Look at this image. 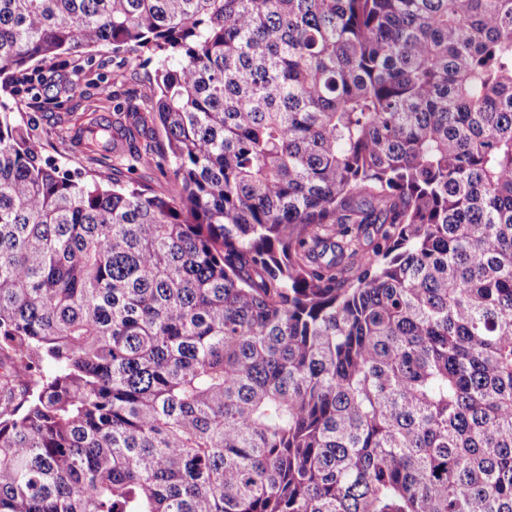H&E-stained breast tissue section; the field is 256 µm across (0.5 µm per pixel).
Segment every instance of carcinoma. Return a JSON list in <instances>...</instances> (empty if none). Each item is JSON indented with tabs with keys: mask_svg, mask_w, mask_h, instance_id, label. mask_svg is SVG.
Listing matches in <instances>:
<instances>
[{
	"mask_svg": "<svg viewBox=\"0 0 512 512\" xmlns=\"http://www.w3.org/2000/svg\"><path fill=\"white\" fill-rule=\"evenodd\" d=\"M102 46L174 196L13 110ZM0 512H512V0H0Z\"/></svg>",
	"mask_w": 512,
	"mask_h": 512,
	"instance_id": "obj_1",
	"label": "carcinoma"
}]
</instances>
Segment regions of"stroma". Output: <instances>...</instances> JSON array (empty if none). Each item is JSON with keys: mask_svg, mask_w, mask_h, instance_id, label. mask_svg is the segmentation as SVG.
<instances>
[{"mask_svg": "<svg viewBox=\"0 0 512 512\" xmlns=\"http://www.w3.org/2000/svg\"><path fill=\"white\" fill-rule=\"evenodd\" d=\"M42 80L35 95L16 98L15 110L28 126L45 156L64 171L110 180L112 160L87 151L79 141L92 121L112 123L116 102L146 104L156 88L153 66L111 48L92 49L90 55L65 54L43 62ZM114 81V93L100 91L103 78Z\"/></svg>", "mask_w": 512, "mask_h": 512, "instance_id": "stroma-1", "label": "stroma"}]
</instances>
